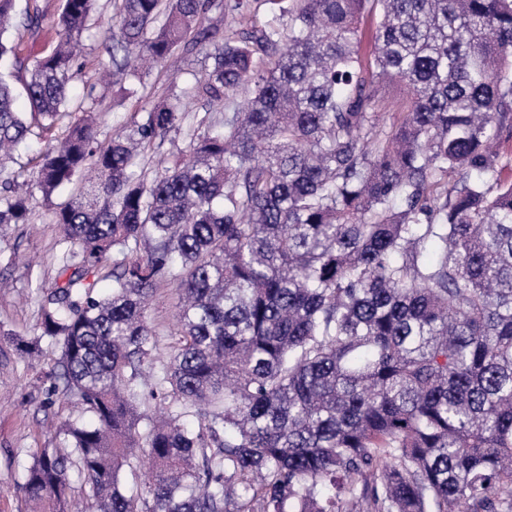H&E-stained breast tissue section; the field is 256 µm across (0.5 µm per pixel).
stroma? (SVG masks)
I'll list each match as a JSON object with an SVG mask.
<instances>
[{
	"label": "stroma",
	"instance_id": "1",
	"mask_svg": "<svg viewBox=\"0 0 512 512\" xmlns=\"http://www.w3.org/2000/svg\"><path fill=\"white\" fill-rule=\"evenodd\" d=\"M35 2L42 24L35 31H21L22 53L35 56L57 42V17L63 0H18L19 7ZM117 0H95L92 32L77 46L82 65L71 82L74 100H81L87 87H94L93 117L102 132L131 131L142 122L150 105L168 94L184 90L211 68V55L225 35L251 26L279 25L277 12L267 0H249L240 10L210 12L199 20L200 27H216L220 37L194 48L179 49L176 64L157 65L143 79L124 78L115 84H96L98 72L112 70V56L101 37L113 24ZM23 189L32 199L31 221L0 231V512H30L20 490L23 473L34 455L55 448L56 433L81 412L67 400L44 407L45 392L59 350L43 342L37 356L22 362L15 354L13 334L37 333L41 321L39 299L55 282L58 268L57 242L60 230L53 224V201L47 200L35 179H27ZM178 295L175 288L161 289L149 309V321L158 335L157 357H167L177 341Z\"/></svg>",
	"mask_w": 512,
	"mask_h": 512
}]
</instances>
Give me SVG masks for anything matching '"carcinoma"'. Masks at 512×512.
Masks as SVG:
<instances>
[{"instance_id":"obj_1","label":"carcinoma","mask_w":512,"mask_h":512,"mask_svg":"<svg viewBox=\"0 0 512 512\" xmlns=\"http://www.w3.org/2000/svg\"><path fill=\"white\" fill-rule=\"evenodd\" d=\"M266 2L286 22L215 51L191 88L210 108L193 159L147 179L181 96L100 139L70 93L95 0H63L62 40L26 60L5 34L38 27V8L0 0V230L29 223L24 172L47 197L70 189L40 332L13 343L24 361L57 345L44 405L61 394L90 416L59 428L65 453L33 458L24 497L43 512H512V184L494 149L512 135V0ZM215 8L120 0L116 72L205 42ZM392 81L405 97L386 128ZM31 136L58 144L9 167ZM171 284L179 339L158 361L149 304ZM143 448L153 477L129 494L120 474Z\"/></svg>"}]
</instances>
